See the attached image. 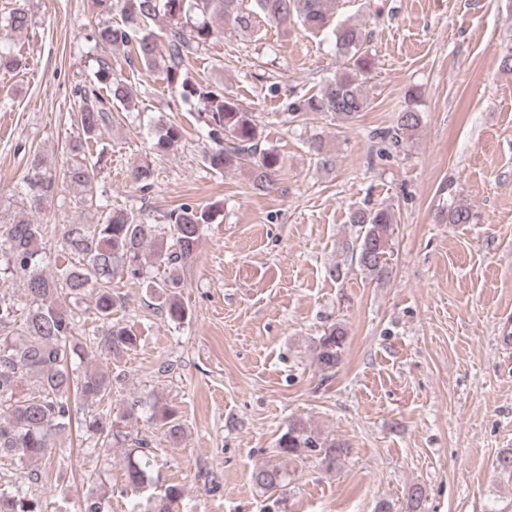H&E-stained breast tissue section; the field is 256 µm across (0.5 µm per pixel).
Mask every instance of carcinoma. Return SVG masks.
<instances>
[{
    "instance_id": "carcinoma-1",
    "label": "carcinoma",
    "mask_w": 512,
    "mask_h": 512,
    "mask_svg": "<svg viewBox=\"0 0 512 512\" xmlns=\"http://www.w3.org/2000/svg\"><path fill=\"white\" fill-rule=\"evenodd\" d=\"M335 0H94L101 15L116 10L117 23L106 21L94 30L96 44L122 48L130 67L140 65L148 72L163 75L170 93L197 107L199 138L208 144L204 154L206 167L215 174L246 170L254 189L268 193L277 189L282 162L280 154L265 148L264 129L255 113L224 90L205 81H197L184 68V62L220 33H254L256 19L264 17L283 29L298 22L305 30L319 33L333 28L337 53L343 57L345 71L321 85L311 96L286 99L282 123L305 124L313 116L330 115L343 122L355 120L368 107L364 83L373 66L371 35L346 23L333 24ZM161 20L163 27H155ZM31 22L27 11L12 9L0 21V70H13L21 59L10 44V34L25 30ZM93 88H77L79 103L77 125L86 141L97 139L101 129L112 122V108L134 109L125 79L98 60ZM422 115L415 95L396 117L395 125L380 134L393 149L408 143L421 126ZM155 147L173 151L184 139V129L166 123L155 130ZM308 150L323 166L334 163L328 143L318 134L306 142ZM130 180L143 193L151 191L150 168L139 164L129 171ZM97 163L85 154H74L66 169L47 166L34 155L28 172L17 187L24 207L15 218L0 222V281H19L21 298L0 292V459L22 468L47 461L60 440L72 430L74 410L79 401L94 407L83 420L84 433L93 440L94 451L109 452L112 443L129 439L126 422L149 411V419L159 424L165 435L175 440L182 433L177 410L152 402L144 406L140 399L127 403L123 412L112 414V392L124 380L118 367L134 350L138 336L123 322L113 319L118 301L112 294V280L120 273L132 281L147 282L163 299L165 313L175 325L189 319L181 300L184 271L198 257L205 226L212 223V208L181 203L167 211L158 225L136 217L125 209H115L97 195ZM83 192L82 202L105 211L98 224H67L60 244L47 247L45 227L29 217L59 198L68 187ZM450 224H470V207L456 205L448 209ZM349 223L359 227L351 243L352 258L362 271L381 281L389 275L393 254L395 215L388 207L356 209ZM151 251V267L163 271V278L149 280L145 249ZM61 263L56 273L45 272L51 251ZM91 299V306L85 300ZM92 317H87V314ZM93 327L85 328L87 322ZM346 346V331L335 326L323 333L313 347L314 359L324 376L335 374ZM102 356L115 367L79 372L73 357ZM30 393L17 396L21 385ZM134 448L125 456L124 492L136 494L152 482L154 460L148 443L133 439ZM323 449L321 465L328 471L349 453L346 442L322 439L296 422L288 424L277 442V459L257 465L251 480L264 492H276L288 486V462L313 449ZM182 492L176 485L146 499L144 512H179ZM0 512H46L42 501L21 487L0 488Z\"/></svg>"
}]
</instances>
